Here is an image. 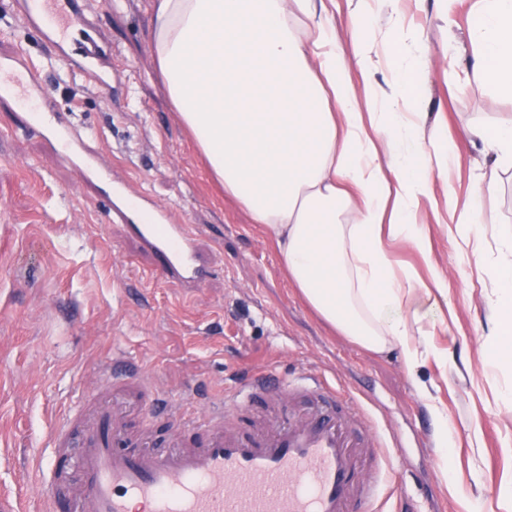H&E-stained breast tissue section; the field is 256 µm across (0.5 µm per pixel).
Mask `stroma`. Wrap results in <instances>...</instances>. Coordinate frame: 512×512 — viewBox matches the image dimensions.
Returning a JSON list of instances; mask_svg holds the SVG:
<instances>
[{
	"label": "stroma",
	"mask_w": 512,
	"mask_h": 512,
	"mask_svg": "<svg viewBox=\"0 0 512 512\" xmlns=\"http://www.w3.org/2000/svg\"><path fill=\"white\" fill-rule=\"evenodd\" d=\"M473 0H456L444 20L437 0H399L410 30L430 47L421 71L426 128L456 134L465 123L512 124V97L467 79L449 40L473 21ZM154 0H94L93 27L111 62L112 92L67 70L57 48L25 35L0 12V53L25 50L45 72L58 120L73 125L111 181H85L60 161L50 133L23 131L33 110L0 107V492L19 494L22 512H43L39 478L51 421L77 409L96 368L125 353L152 375L174 406L203 407L236 382L266 371L289 382L303 372L349 390L383 434L397 433L399 470L383 512H512V363L485 372L491 316L489 276L459 260L449 201L464 202L483 163L459 144L448 173L434 177L422 205L429 248L399 238L385 248L396 269L429 280L443 271L447 295L424 305L430 347L446 353L407 370L398 352L375 353L330 328L288 280L267 234L212 180L170 106L150 50ZM392 7L376 5L369 32L379 55L373 80L391 77ZM136 190L142 209L165 207L189 225L211 271L198 285L166 279L151 248L108 213ZM427 384L422 397L419 384ZM448 416L437 423L433 409ZM448 445V471L433 459Z\"/></svg>",
	"instance_id": "35a3bbf8"
}]
</instances>
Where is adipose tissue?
Segmentation results:
<instances>
[{"mask_svg":"<svg viewBox=\"0 0 512 512\" xmlns=\"http://www.w3.org/2000/svg\"><path fill=\"white\" fill-rule=\"evenodd\" d=\"M357 0L348 26L362 73L374 64ZM474 80L512 95V0H475ZM151 50L165 94L212 177L274 242L289 281L336 331L373 352L423 359L422 291L396 272L383 233L424 248L422 200L445 172L448 135L426 133L414 42L402 78L357 96L324 0H156ZM459 135L493 152L456 222L463 256L483 259V202L512 171V125ZM489 271L497 337L490 363L512 357V240Z\"/></svg>","mask_w":512,"mask_h":512,"instance_id":"1","label":"adipose tissue"}]
</instances>
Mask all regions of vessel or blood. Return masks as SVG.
Wrapping results in <instances>:
<instances>
[{
	"instance_id": "b4317fda",
	"label": "vessel or blood",
	"mask_w": 512,
	"mask_h": 512,
	"mask_svg": "<svg viewBox=\"0 0 512 512\" xmlns=\"http://www.w3.org/2000/svg\"><path fill=\"white\" fill-rule=\"evenodd\" d=\"M16 10L24 27L60 47L89 16L86 0L55 17L45 12L42 0H20ZM19 99L51 106L39 67L22 51L0 56V105ZM139 231L159 253L161 274L186 282L207 277L189 227L170 223L165 209H155L153 223ZM101 379V387L83 394L78 412L66 413L51 427L52 460L41 488L47 502L60 495L65 451L77 430L83 435L79 512H129L134 500L146 512H377L390 487L396 438L366 427L347 392L317 379L289 384L259 373L189 416L175 411L123 358H113ZM133 388L148 392L140 402L143 413L166 418L182 432H203V443L187 447L176 439L171 448L158 450L131 438L128 417L113 408L112 399ZM300 396L310 397L315 411L287 416L289 402ZM257 399L270 403V411L253 431L240 430L239 411Z\"/></svg>"
}]
</instances>
